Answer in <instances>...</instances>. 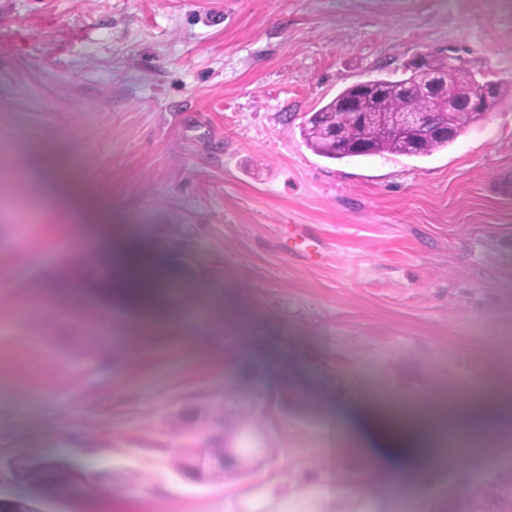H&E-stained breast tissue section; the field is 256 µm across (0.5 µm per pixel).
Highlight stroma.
<instances>
[{
	"instance_id": "35a3bbf8",
	"label": "stroma",
	"mask_w": 512,
	"mask_h": 512,
	"mask_svg": "<svg viewBox=\"0 0 512 512\" xmlns=\"http://www.w3.org/2000/svg\"><path fill=\"white\" fill-rule=\"evenodd\" d=\"M453 51L512 84L500 0H0V456L61 457L93 482L66 512H505L497 464L446 458L390 486L367 466L375 404L406 415L512 356V96L447 149L329 160L300 126L344 87ZM39 148L99 208L33 199ZM155 251L168 301L206 324L153 328L124 301L36 289L98 241ZM37 364L36 374L26 365ZM257 415L251 476L180 474Z\"/></svg>"
}]
</instances>
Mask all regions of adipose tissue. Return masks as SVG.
<instances>
[{"mask_svg": "<svg viewBox=\"0 0 512 512\" xmlns=\"http://www.w3.org/2000/svg\"><path fill=\"white\" fill-rule=\"evenodd\" d=\"M30 186L42 196L51 198L65 194L85 209L94 204L84 193L71 185L46 161L42 152L30 157ZM97 263L115 266L116 281L121 293L128 298L146 301L147 311L158 320L172 321L182 311L170 307L162 298L164 268L156 255L130 252L113 258L111 248L105 247L96 255ZM372 430L379 442L369 449V462L379 465L384 453L408 458L419 466L430 465L446 455L466 454L486 459L481 441L512 432V373L503 372L497 379L480 389L477 404L462 413L425 415L414 423L388 428L381 420H373Z\"/></svg>", "mask_w": 512, "mask_h": 512, "instance_id": "adipose-tissue-1", "label": "adipose tissue"}]
</instances>
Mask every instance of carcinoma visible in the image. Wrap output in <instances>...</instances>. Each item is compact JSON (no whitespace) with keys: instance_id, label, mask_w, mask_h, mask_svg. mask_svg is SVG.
Here are the masks:
<instances>
[{"instance_id":"cac0c4a2","label":"carcinoma","mask_w":512,"mask_h":512,"mask_svg":"<svg viewBox=\"0 0 512 512\" xmlns=\"http://www.w3.org/2000/svg\"><path fill=\"white\" fill-rule=\"evenodd\" d=\"M422 57L423 65L409 64L403 78L388 76L376 79L373 85L357 82L342 89L302 125L301 136L306 146L330 160L385 154L429 157L451 146L453 140L428 132L416 133L410 140L395 132L396 126L391 121L404 112H428L431 124L438 126L450 122L461 131L476 120L466 92L478 88L479 101L486 112L512 93L511 84L488 80L461 63L452 65L444 55L428 52ZM424 66L443 74L449 87L464 93L454 112L431 110L428 99L420 91ZM363 88L367 92L362 95L360 90ZM361 95L373 104L374 111L356 113L349 108V104Z\"/></svg>"}]
</instances>
